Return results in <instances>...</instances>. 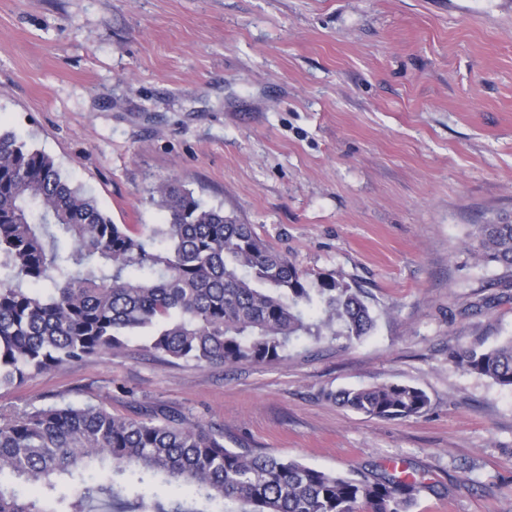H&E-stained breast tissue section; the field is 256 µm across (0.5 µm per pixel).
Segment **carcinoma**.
I'll use <instances>...</instances> for the list:
<instances>
[{"label":"carcinoma","instance_id":"carcinoma-1","mask_svg":"<svg viewBox=\"0 0 512 512\" xmlns=\"http://www.w3.org/2000/svg\"><path fill=\"white\" fill-rule=\"evenodd\" d=\"M161 224H114L54 159L0 132V387L126 346L149 331L159 359L274 363L302 336L358 341L375 318L361 288L311 283L251 225L205 207L169 176ZM472 252L512 274V224H477ZM465 372L512 388V337L457 357ZM369 417L425 412L401 383L342 390ZM189 491L166 498L159 488ZM141 491L130 497L127 490ZM412 475L328 473L224 447V433L182 415H115L53 405L0 418V512H409Z\"/></svg>","mask_w":512,"mask_h":512}]
</instances>
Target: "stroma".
<instances>
[{"label": "stroma", "mask_w": 512, "mask_h": 512, "mask_svg": "<svg viewBox=\"0 0 512 512\" xmlns=\"http://www.w3.org/2000/svg\"><path fill=\"white\" fill-rule=\"evenodd\" d=\"M0 128L116 224L161 223L153 189L178 176L377 315L271 364L164 361L134 336L0 388V413L178 412L232 450L416 472L411 512H512V388L454 360L512 337V278L469 246L512 219V0H0ZM390 382L427 411L327 398ZM328 396L341 407L385 419L410 418L422 414L429 406L424 390L401 383L342 390Z\"/></svg>", "instance_id": "35a3bbf8"}]
</instances>
